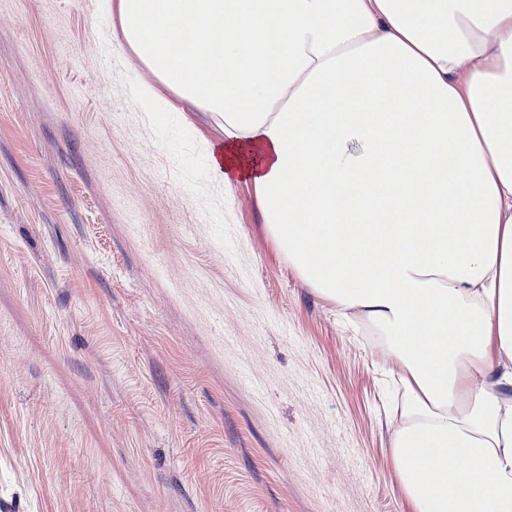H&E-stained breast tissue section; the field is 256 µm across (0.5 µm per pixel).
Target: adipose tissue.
<instances>
[{
  "instance_id": "obj_1",
  "label": "adipose tissue",
  "mask_w": 512,
  "mask_h": 512,
  "mask_svg": "<svg viewBox=\"0 0 512 512\" xmlns=\"http://www.w3.org/2000/svg\"><path fill=\"white\" fill-rule=\"evenodd\" d=\"M102 7L154 76L137 98L218 117L215 174L394 362L414 512H512V0Z\"/></svg>"
}]
</instances>
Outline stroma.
I'll return each instance as SVG.
<instances>
[{"instance_id": "stroma-1", "label": "stroma", "mask_w": 512, "mask_h": 512, "mask_svg": "<svg viewBox=\"0 0 512 512\" xmlns=\"http://www.w3.org/2000/svg\"><path fill=\"white\" fill-rule=\"evenodd\" d=\"M100 0H0V512H412L380 349Z\"/></svg>"}]
</instances>
